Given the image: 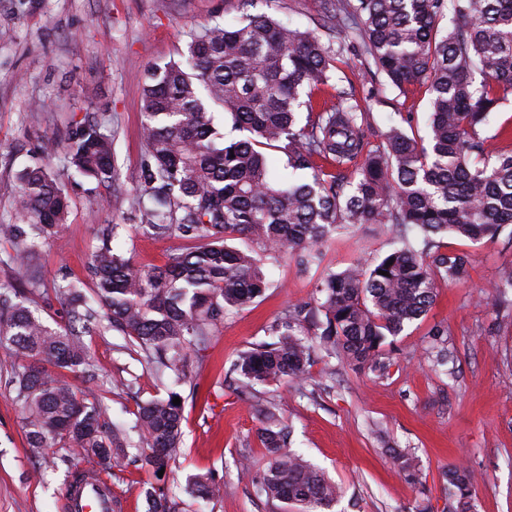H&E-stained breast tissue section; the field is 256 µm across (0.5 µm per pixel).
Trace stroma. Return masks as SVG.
I'll return each mask as SVG.
<instances>
[{
    "mask_svg": "<svg viewBox=\"0 0 512 512\" xmlns=\"http://www.w3.org/2000/svg\"><path fill=\"white\" fill-rule=\"evenodd\" d=\"M240 0H0V221L17 224V174L35 157L62 168L61 142L71 121L106 110L116 132L117 181L104 189L87 179L64 181L67 222L57 241L35 258L46 286L62 280L89 282L92 253L102 231L117 225L116 251L136 269L163 265L188 247L180 237H153L136 227L142 137L144 72L154 64L184 61L190 31L214 17L232 20ZM323 0H255L254 9L291 26L315 27ZM330 39L341 47L331 84L319 101H351L369 115L366 150L382 144L390 126L415 136L426 131L429 94L418 85L400 93L371 72L357 31L339 28ZM391 235L376 224L337 232L324 245L336 270L373 264L390 248ZM449 249L467 252V275L439 284L427 315L387 351L388 374L357 373L339 357L316 351L308 378L255 388L292 430V447L341 489L333 512H448L450 466L476 478L477 512H512V291L493 286L512 264V227L479 243L448 238ZM261 297L225 312L206 343L190 356L191 381L184 399L183 441L163 476L123 456L103 475L119 503L117 512H147V491L185 486L193 474H213L224 494L205 512H298L294 505L256 492L266 463L258 435L260 417L241 399L238 355L269 338L290 307L313 302L315 270L288 255L266 267ZM447 329L448 369L432 367L429 333ZM95 377L79 388L98 395L111 420L129 422L140 402L162 386L139 348L104 331L86 337ZM19 361L0 346V512H64L63 471L34 478L40 461L25 439L11 377ZM409 448L419 459L418 482L393 467L388 447Z\"/></svg>",
    "mask_w": 512,
    "mask_h": 512,
    "instance_id": "stroma-1",
    "label": "stroma"
}]
</instances>
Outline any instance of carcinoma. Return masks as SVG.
<instances>
[{"label":"carcinoma","mask_w":512,"mask_h":512,"mask_svg":"<svg viewBox=\"0 0 512 512\" xmlns=\"http://www.w3.org/2000/svg\"><path fill=\"white\" fill-rule=\"evenodd\" d=\"M335 14L349 13L359 26L376 72L405 92L424 85L429 116L421 140L392 126L380 148L364 152L367 113L345 102L315 109L312 94L329 84L336 63L333 43L320 28L293 29L267 13L243 11L188 34L186 63L150 67L144 77L143 136L146 159L139 173L143 197L138 227L146 234L177 235L192 246L150 270L103 244L89 264L94 284L86 296L74 282L53 288L67 320L52 327L38 315L47 295L33 266L41 244L66 221L68 199L57 174L35 164L19 175L24 224H0L13 252L0 264L27 271L22 288L0 290V345L21 367L15 400L23 414L28 448L53 468L84 455L111 465L119 451L134 449L154 472L167 469L181 447L183 405L174 386L188 379L190 351L205 343L228 307H241L268 287L263 258L296 254L321 271L317 304L296 305L276 324L277 340L239 355L236 370L252 384L303 382L310 336L338 350L353 370L383 373L389 336L424 317L440 282L464 277L469 255L442 250L454 235L473 243L512 225V152H490L485 129L493 112L512 96V0H450L452 26H440L445 0H325ZM481 81H475V74ZM228 114L239 139L226 140L210 108ZM307 112L306 121L300 113ZM115 134L103 114L74 121L67 134V170L97 185L116 180ZM286 167L311 170L283 183L268 151ZM365 158L350 189L315 159L344 165ZM361 224L391 229L397 245L370 266L336 271L325 265L329 234ZM252 238L261 253L228 244ZM388 275H382V272ZM128 337L146 363L171 380L166 395L139 405L130 425L111 421L101 401L54 378L50 364L93 377L84 337L101 322ZM446 329H435V364L448 363ZM261 440L267 462L258 492L299 507L332 512L336 485L303 455L289 449L290 431L262 403ZM393 465L419 476L413 454L388 449ZM223 486L198 474L185 492L211 501ZM184 501L165 487L149 495L148 512H182ZM474 477L448 469V512H474Z\"/></svg>","instance_id":"carcinoma-1"}]
</instances>
